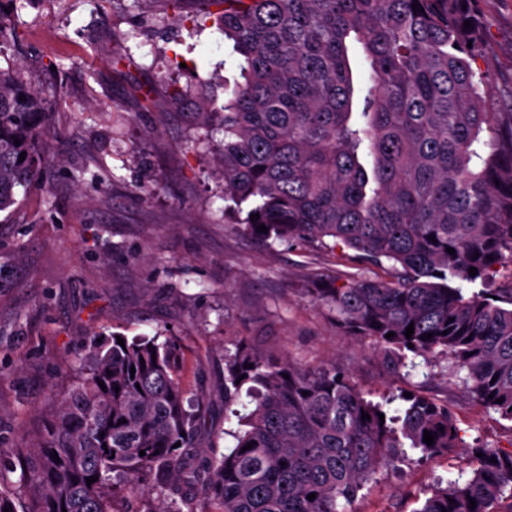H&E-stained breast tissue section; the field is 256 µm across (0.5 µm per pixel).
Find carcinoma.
Returning a JSON list of instances; mask_svg holds the SVG:
<instances>
[{
	"instance_id": "obj_1",
	"label": "carcinoma",
	"mask_w": 512,
	"mask_h": 512,
	"mask_svg": "<svg viewBox=\"0 0 512 512\" xmlns=\"http://www.w3.org/2000/svg\"><path fill=\"white\" fill-rule=\"evenodd\" d=\"M470 2L210 0L211 25L243 64L232 97L217 111L208 104L198 121L224 134V199L246 212L252 236L333 239L367 264L392 263L393 282L349 277L308 289L340 328L379 346L396 371L410 353L445 356L448 377L465 372L473 401L512 422V288L467 298L446 283L474 285L512 262V111L483 107L512 92L471 67L483 33L463 8ZM354 42L371 82L358 109ZM49 121L39 92L0 68V212L48 183L57 163ZM366 144L370 173L359 161ZM180 360L171 341L81 338L75 383L32 461L17 469L23 446L0 441V512H112L118 492L150 503L136 512H196L199 492L215 512H347L408 450L427 459L467 447L444 403L402 392L373 402L334 367L272 362L239 347L224 355V408L238 413L232 406L248 383L256 405L239 416L245 430L234 448L208 450L192 469L200 409L178 377ZM397 400L401 413L387 414L384 404ZM471 458L468 480L436 485L414 512H501L512 500V451L477 443Z\"/></svg>"
}]
</instances>
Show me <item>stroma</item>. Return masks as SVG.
Returning a JSON list of instances; mask_svg holds the SVG:
<instances>
[{
	"mask_svg": "<svg viewBox=\"0 0 512 512\" xmlns=\"http://www.w3.org/2000/svg\"><path fill=\"white\" fill-rule=\"evenodd\" d=\"M24 38L0 49L47 101L61 163L46 187L0 213V439L35 444L70 388L83 336H160L183 352L180 378L202 402L197 442L229 451L224 356L248 345L307 367L336 366L367 398L411 390L446 403L464 447L396 463L355 512H414L432 485L472 473L467 445L512 444V422L471 400L445 358L392 371L340 329L309 289L357 274L389 281L344 246L261 241L226 217L218 144L195 128L202 98L239 77L208 0H0ZM485 51L472 67L512 88V0H474ZM154 92L143 107L140 89ZM178 102H171L172 92Z\"/></svg>",
	"mask_w": 512,
	"mask_h": 512,
	"instance_id": "1",
	"label": "stroma"
}]
</instances>
